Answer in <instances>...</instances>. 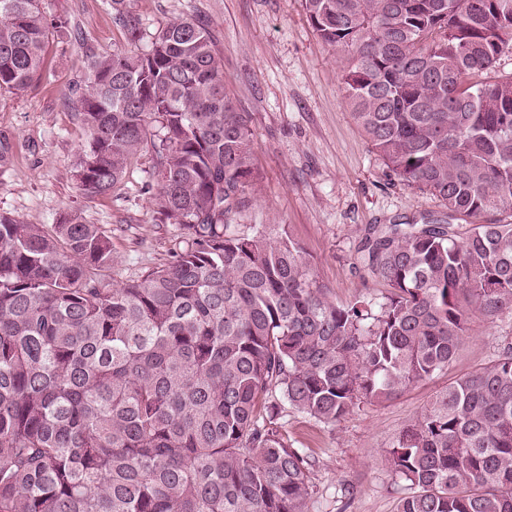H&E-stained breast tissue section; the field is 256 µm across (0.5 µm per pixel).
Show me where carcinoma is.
<instances>
[{
	"instance_id": "1",
	"label": "carcinoma",
	"mask_w": 512,
	"mask_h": 512,
	"mask_svg": "<svg viewBox=\"0 0 512 512\" xmlns=\"http://www.w3.org/2000/svg\"><path fill=\"white\" fill-rule=\"evenodd\" d=\"M342 64L353 119L448 220L369 224L355 250L386 287L337 304L285 229L229 217L253 190L251 117L198 21L151 35L108 0L128 48L87 50L69 88L82 194L151 156L144 191L184 247L112 282V235L80 214L0 213V512H310L309 455L279 418L332 425L448 368L478 317L512 314V0H302ZM60 19L0 0V93L44 74ZM487 75L481 83L469 76ZM466 218L468 224L455 220ZM395 512H512V345L437 395L387 451Z\"/></svg>"
}]
</instances>
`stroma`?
Returning <instances> with one entry per match:
<instances>
[{
  "mask_svg": "<svg viewBox=\"0 0 512 512\" xmlns=\"http://www.w3.org/2000/svg\"><path fill=\"white\" fill-rule=\"evenodd\" d=\"M147 32L187 17L205 25L224 59V86L250 113L257 144L258 192L230 218L242 231L279 224L311 256L316 279L339 303L363 291L355 249L368 224L418 221L444 214L428 191L390 179L388 169L345 104L335 50L314 32L301 0H128ZM47 15L67 26L55 32L42 80L25 94L0 95V135L13 162L0 169V212L34 224H53L75 211L112 232L116 281L137 279L166 264L183 243L161 223L143 190L147 158L132 166L124 186L87 197L76 161L85 141L65 96L85 71L86 51L126 46L106 0H44ZM512 342V319H473L455 361L398 398L365 405L336 425L284 412L290 440L310 456L311 512H394L405 483L385 460L392 438L432 397L463 374L495 360Z\"/></svg>",
  "mask_w": 512,
  "mask_h": 512,
  "instance_id": "35a3bbf8",
  "label": "stroma"
}]
</instances>
